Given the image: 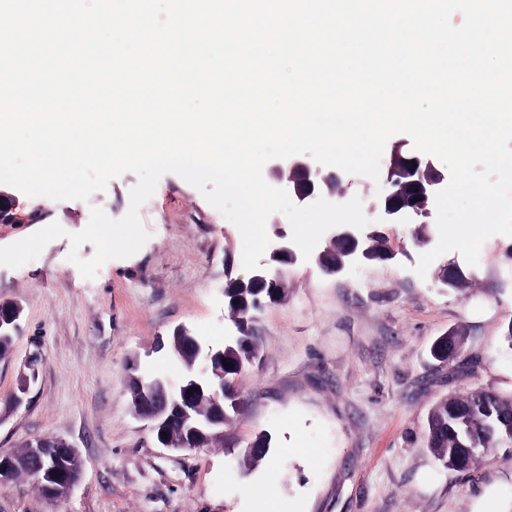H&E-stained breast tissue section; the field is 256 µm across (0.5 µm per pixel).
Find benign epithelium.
<instances>
[{
  "mask_svg": "<svg viewBox=\"0 0 512 512\" xmlns=\"http://www.w3.org/2000/svg\"><path fill=\"white\" fill-rule=\"evenodd\" d=\"M405 168L409 183L416 189L410 202L398 200L391 173L394 165ZM271 180L280 183L287 178L304 183V189L294 193L302 204L319 196L331 198L342 176L335 170L312 168L299 158L274 162L268 169ZM386 191L380 196L378 208L385 224H395L406 215L429 224L435 206V193L448 183L447 173L435 166L434 160L422 153L393 152L382 175ZM373 233L351 226L333 228L326 245L315 257V263L326 274L336 275L352 266L375 260L372 255ZM304 262L300 253L283 230L275 233L260 268L250 272L248 279L255 285V305L261 309L284 297L288 266ZM442 280L469 281L465 268L456 260L448 262ZM171 352L190 355L184 371L176 381L162 376L137 378V385H128L129 402L135 414L150 423V431L159 445L172 451L203 447L211 433L224 425V345L209 343L192 334L186 327L175 330ZM13 404L23 403L30 385L37 380L36 360L25 364ZM27 468L50 498H64L78 481L83 461L77 449L66 440L44 436L28 441L23 452L0 456V482L13 478L14 473Z\"/></svg>",
  "mask_w": 512,
  "mask_h": 512,
  "instance_id": "obj_1",
  "label": "benign epithelium"
}]
</instances>
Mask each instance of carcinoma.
<instances>
[{"instance_id": "cac0c4a2", "label": "carcinoma", "mask_w": 512, "mask_h": 512, "mask_svg": "<svg viewBox=\"0 0 512 512\" xmlns=\"http://www.w3.org/2000/svg\"><path fill=\"white\" fill-rule=\"evenodd\" d=\"M254 288L246 280L231 279L224 286V299L237 298L241 306L250 305ZM260 337L255 333L238 337L224 352V398L226 411L235 412L240 404L238 378L252 364L258 353ZM458 343L454 332L441 338L432 355L441 362L455 356ZM428 448L443 467L468 472L474 468L477 457L469 458L463 466L456 465L464 448L512 447V396L504 397L492 389H478L456 394L441 401L428 415L425 428Z\"/></svg>"}]
</instances>
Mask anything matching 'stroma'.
I'll use <instances>...</instances> for the list:
<instances>
[{"mask_svg": "<svg viewBox=\"0 0 512 512\" xmlns=\"http://www.w3.org/2000/svg\"><path fill=\"white\" fill-rule=\"evenodd\" d=\"M135 174L111 179L89 200L56 202L0 184L19 220L0 224V247L59 222L68 235L18 268L0 266V305L20 308L21 330L0 359V455L52 435L73 444L83 471L70 494L46 498L35 480L0 483V512H512V448H497L467 473L444 469L424 441L432 408L474 388L512 394V237L482 245L477 278L462 291L413 271L426 244L415 224L378 230L393 259L336 276L316 266L288 270V295L258 316V358L240 381L243 411L215 447L162 448L128 403V368L177 377L153 360L178 326L224 338V285L247 278L242 238L193 186L158 180L138 214L149 238L135 255L84 278L69 261V234L90 210L122 218ZM42 220L27 223L31 211ZM465 336L460 357L440 364L434 341ZM39 353L38 379L13 406L23 364ZM270 434L253 470L243 448Z\"/></svg>", "mask_w": 512, "mask_h": 512, "instance_id": "1", "label": "stroma"}]
</instances>
